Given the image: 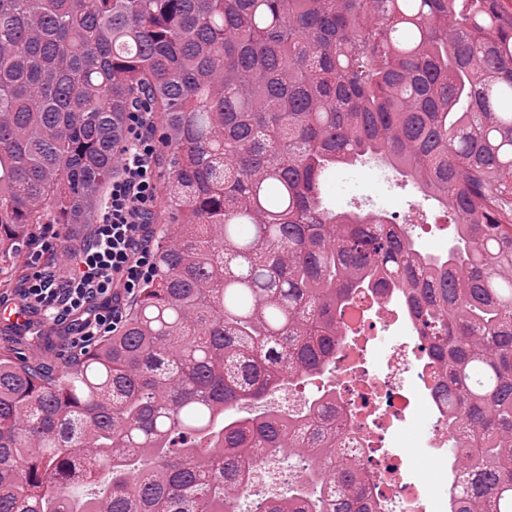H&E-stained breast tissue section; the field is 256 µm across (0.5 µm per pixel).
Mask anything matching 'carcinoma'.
<instances>
[{"mask_svg": "<svg viewBox=\"0 0 512 512\" xmlns=\"http://www.w3.org/2000/svg\"><path fill=\"white\" fill-rule=\"evenodd\" d=\"M165 131L155 269L58 370L0 356V512H373L329 370L361 291L400 295L451 426L452 512H512V12L503 0H0V256L96 223L126 112ZM375 159L455 218L423 251L336 211ZM288 454V495L247 502ZM150 460L149 467L141 465Z\"/></svg>", "mask_w": 512, "mask_h": 512, "instance_id": "obj_1", "label": "carcinoma"}]
</instances>
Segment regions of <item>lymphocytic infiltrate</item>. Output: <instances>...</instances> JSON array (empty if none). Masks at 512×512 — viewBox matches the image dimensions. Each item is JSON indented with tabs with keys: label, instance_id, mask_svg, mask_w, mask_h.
<instances>
[{
	"label": "lymphocytic infiltrate",
	"instance_id": "1",
	"mask_svg": "<svg viewBox=\"0 0 512 512\" xmlns=\"http://www.w3.org/2000/svg\"><path fill=\"white\" fill-rule=\"evenodd\" d=\"M115 163L106 204L67 274L44 260L50 244L36 243L30 271L15 295L23 308L61 328L75 354L117 329L124 299L133 297L154 270L160 150L156 116L146 100L134 103L126 115Z\"/></svg>",
	"mask_w": 512,
	"mask_h": 512
}]
</instances>
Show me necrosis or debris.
<instances>
[{"label":"necrosis or debris","instance_id":"4bbe7bcc","mask_svg":"<svg viewBox=\"0 0 512 512\" xmlns=\"http://www.w3.org/2000/svg\"><path fill=\"white\" fill-rule=\"evenodd\" d=\"M383 301L366 293L344 312L349 336L331 367L336 403L351 421L350 446L362 456L377 512H424L423 484L400 463L414 449L445 447L448 422L434 395L424 345ZM419 416L426 426L410 436L408 426Z\"/></svg>","mask_w":512,"mask_h":512}]
</instances>
